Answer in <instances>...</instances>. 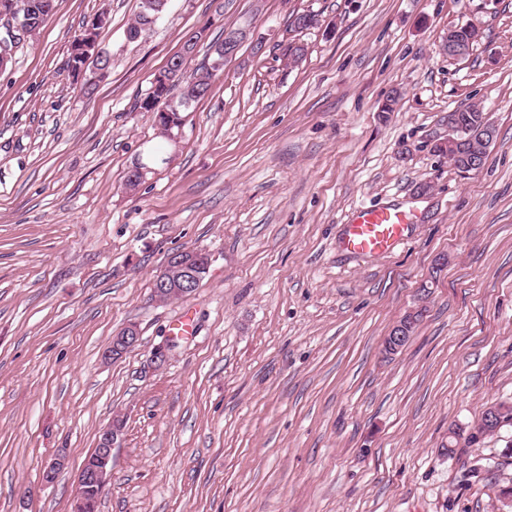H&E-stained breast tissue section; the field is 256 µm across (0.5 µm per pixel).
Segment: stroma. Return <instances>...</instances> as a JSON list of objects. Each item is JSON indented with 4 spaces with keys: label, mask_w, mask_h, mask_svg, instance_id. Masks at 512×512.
<instances>
[{
    "label": "stroma",
    "mask_w": 512,
    "mask_h": 512,
    "mask_svg": "<svg viewBox=\"0 0 512 512\" xmlns=\"http://www.w3.org/2000/svg\"><path fill=\"white\" fill-rule=\"evenodd\" d=\"M302 10L321 25L291 66L278 43ZM139 11L55 0L0 73V512H73L116 413L98 512H512V425L447 453L450 425L512 402V0H169L131 41ZM101 13L109 68L84 96L70 47ZM468 23L481 39L445 54ZM201 27L194 68L225 29L252 40L174 144L137 103ZM471 105L496 137L463 174L429 145ZM392 206L414 215L405 246L340 248L358 208ZM186 247L210 254L207 276L155 300ZM441 258L423 320L384 358ZM129 324L138 345L102 362ZM468 30L470 33V38L467 44L460 43V41H467L469 37V33L467 31V26L462 25L456 28V35H455V29L449 28L448 30V56L450 57H462L464 56L468 51H470V48H472L471 44L473 42H477L481 37V31L478 25L471 23L468 25ZM458 40H457V38ZM424 312L425 307L419 304L393 323L382 344V351L386 356H394L406 347L413 336L415 324L421 321ZM116 418L117 416L113 417V420L100 431L96 448L93 449V454L98 459V465L90 468L81 467L76 478V492L87 486L105 490L112 481V448L119 445L123 432V428H117ZM93 454L85 458L84 464L92 463Z\"/></svg>",
    "instance_id": "1"
}]
</instances>
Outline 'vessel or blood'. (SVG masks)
<instances>
[{
    "label": "vessel or blood",
    "instance_id": "obj_1",
    "mask_svg": "<svg viewBox=\"0 0 512 512\" xmlns=\"http://www.w3.org/2000/svg\"><path fill=\"white\" fill-rule=\"evenodd\" d=\"M412 222V212L400 207L360 209L345 225L340 244L352 254H388L407 243Z\"/></svg>",
    "mask_w": 512,
    "mask_h": 512
}]
</instances>
